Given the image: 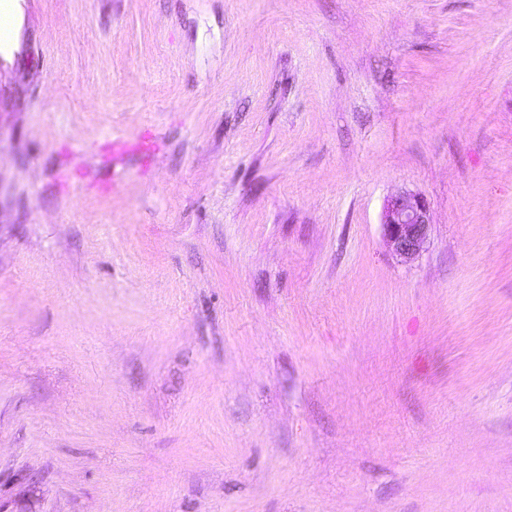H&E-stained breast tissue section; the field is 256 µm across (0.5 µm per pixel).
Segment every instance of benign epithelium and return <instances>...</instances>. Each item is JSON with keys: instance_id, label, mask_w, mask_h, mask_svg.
<instances>
[{"instance_id": "obj_1", "label": "benign epithelium", "mask_w": 512, "mask_h": 512, "mask_svg": "<svg viewBox=\"0 0 512 512\" xmlns=\"http://www.w3.org/2000/svg\"><path fill=\"white\" fill-rule=\"evenodd\" d=\"M383 235L394 253L410 261L420 252L431 225L429 208L417 195L402 193L387 200L381 222Z\"/></svg>"}]
</instances>
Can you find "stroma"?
I'll return each instance as SVG.
<instances>
[{
    "label": "stroma",
    "mask_w": 512,
    "mask_h": 512,
    "mask_svg": "<svg viewBox=\"0 0 512 512\" xmlns=\"http://www.w3.org/2000/svg\"><path fill=\"white\" fill-rule=\"evenodd\" d=\"M0 512H512V0H0ZM383 235L394 253L410 261L420 252L431 225L429 208L422 197L410 193L392 196L384 206Z\"/></svg>",
    "instance_id": "35a3bbf8"
}]
</instances>
